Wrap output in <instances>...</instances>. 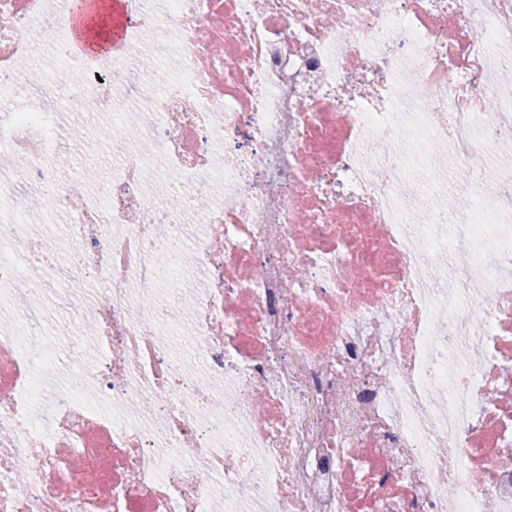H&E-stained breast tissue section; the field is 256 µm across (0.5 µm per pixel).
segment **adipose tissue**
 <instances>
[{"label": "adipose tissue", "instance_id": "1", "mask_svg": "<svg viewBox=\"0 0 512 512\" xmlns=\"http://www.w3.org/2000/svg\"><path fill=\"white\" fill-rule=\"evenodd\" d=\"M73 42L82 57L102 58L112 52L111 0H76Z\"/></svg>", "mask_w": 512, "mask_h": 512}]
</instances>
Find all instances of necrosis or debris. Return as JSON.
<instances>
[{"label":"necrosis or debris","instance_id":"obj_1","mask_svg":"<svg viewBox=\"0 0 512 512\" xmlns=\"http://www.w3.org/2000/svg\"><path fill=\"white\" fill-rule=\"evenodd\" d=\"M117 8L0 0V512H512V0ZM73 2L72 33L77 51L83 58H102L112 54V3L82 0ZM32 330L41 340L58 350L61 367L65 369L67 357L78 336L74 326L69 325L67 314L57 307L51 295L44 298L41 316L33 324Z\"/></svg>","mask_w":512,"mask_h":512}]
</instances>
